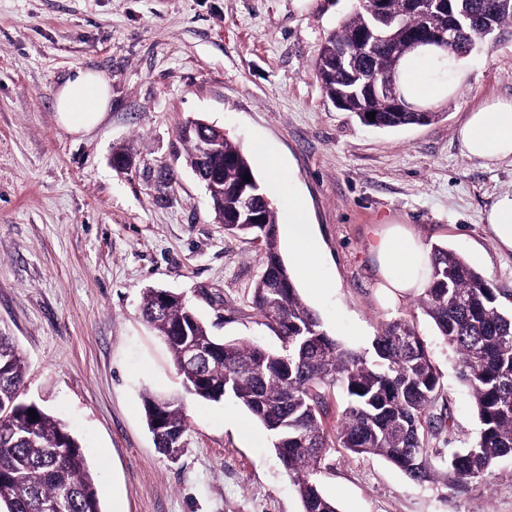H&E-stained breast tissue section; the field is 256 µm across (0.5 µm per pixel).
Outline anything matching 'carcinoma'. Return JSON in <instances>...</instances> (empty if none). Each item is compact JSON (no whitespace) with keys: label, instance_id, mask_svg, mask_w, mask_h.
Masks as SVG:
<instances>
[{"label":"carcinoma","instance_id":"obj_1","mask_svg":"<svg viewBox=\"0 0 512 512\" xmlns=\"http://www.w3.org/2000/svg\"><path fill=\"white\" fill-rule=\"evenodd\" d=\"M469 32L454 42L469 56L471 36L493 22L484 41L512 33V0H359L320 45L314 71L325 96L376 128L426 124L437 112L396 108L371 85L396 78L401 58L420 30L439 31L434 45L448 48L451 21ZM375 113L370 118L367 113ZM213 144L199 164L200 133H180L184 162L197 171L214 218L233 235L260 242L263 270L251 290V308L279 341L275 348L213 336L178 295L143 293L141 315L166 345L182 391L199 400L231 399L270 435L287 476L297 486L302 512H338L316 480L330 451L380 456L410 480L431 482L436 471L425 431L440 434L449 415L433 412L440 376L425 341L404 319L381 325L371 348L354 352L331 338L304 302L278 245V215L242 146L206 129ZM250 180H245V177ZM494 287L465 258L444 245L429 251V277L419 298L437 334L460 356V378L470 390L479 435L453 453L445 477L459 485L484 479L498 460L512 457V312ZM205 343L200 369L185 363V346ZM26 361L11 336L0 331V507L5 512H101L97 486L67 426L22 397ZM342 389L346 406L336 429L323 424L325 390ZM156 448L181 451L189 415L180 396L143 394ZM37 417L28 416V410Z\"/></svg>","mask_w":512,"mask_h":512}]
</instances>
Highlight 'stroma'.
I'll return each instance as SVG.
<instances>
[{"instance_id":"stroma-1","label":"stroma","mask_w":512,"mask_h":512,"mask_svg":"<svg viewBox=\"0 0 512 512\" xmlns=\"http://www.w3.org/2000/svg\"><path fill=\"white\" fill-rule=\"evenodd\" d=\"M357 0H0V328L28 364L27 399L78 440L102 512H301L266 430L232 401L186 398L185 446L154 445L142 395L179 390L164 345L139 307L148 288L183 294L214 336L278 341L249 306L263 269L258 241L225 233L186 168L180 126L203 119L247 152L279 213L290 259L288 195L277 159L319 240L321 291L299 293L323 329L368 348L383 322L406 319L433 355L449 432L430 439L443 468L479 424L457 355L408 297L385 305L371 247L393 223L442 244L512 292V252L485 215L512 190V160L462 154L467 112L512 98V38L467 58L439 117L395 129L364 126L324 95L312 62ZM77 67L103 74V121L76 135L55 94ZM128 169L113 165L118 151ZM339 512H512V460L464 488L417 484L378 456L331 452L318 476Z\"/></svg>"}]
</instances>
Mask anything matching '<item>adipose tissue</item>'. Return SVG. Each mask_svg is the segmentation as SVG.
Returning <instances> with one entry per match:
<instances>
[{
    "label": "adipose tissue",
    "instance_id": "1",
    "mask_svg": "<svg viewBox=\"0 0 512 512\" xmlns=\"http://www.w3.org/2000/svg\"><path fill=\"white\" fill-rule=\"evenodd\" d=\"M439 55V49L423 46L403 60L399 84L409 102L425 105L458 93L466 74L458 68L447 80L435 79L433 73ZM109 104L108 80L88 69L74 70L55 96L58 120L74 134L95 127ZM457 137L467 156L484 164L512 158V99H497L470 112L458 127ZM288 211V241L292 258L301 267L306 286L322 288L324 282L316 270L318 242L311 231L304 204L296 195H289ZM373 251L379 287L386 300L396 302L425 288L428 253L407 225H389Z\"/></svg>",
    "mask_w": 512,
    "mask_h": 512
}]
</instances>
